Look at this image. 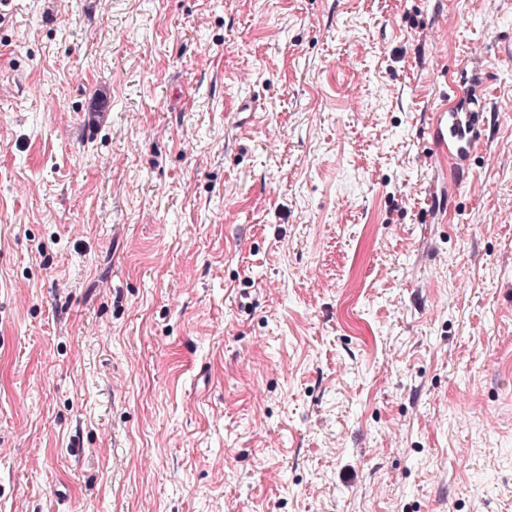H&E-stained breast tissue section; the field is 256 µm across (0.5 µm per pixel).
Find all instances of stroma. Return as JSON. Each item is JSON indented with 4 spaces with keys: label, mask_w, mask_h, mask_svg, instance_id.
<instances>
[{
    "label": "stroma",
    "mask_w": 512,
    "mask_h": 512,
    "mask_svg": "<svg viewBox=\"0 0 512 512\" xmlns=\"http://www.w3.org/2000/svg\"><path fill=\"white\" fill-rule=\"evenodd\" d=\"M0 512H512V0L0 7ZM434 112L429 134L439 154L453 160L462 179L476 146L483 139L486 121L480 123L475 119V110L462 112L458 108H448V104Z\"/></svg>",
    "instance_id": "obj_1"
}]
</instances>
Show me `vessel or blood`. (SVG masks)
<instances>
[{
  "instance_id": "vessel-or-blood-1",
  "label": "vessel or blood",
  "mask_w": 512,
  "mask_h": 512,
  "mask_svg": "<svg viewBox=\"0 0 512 512\" xmlns=\"http://www.w3.org/2000/svg\"><path fill=\"white\" fill-rule=\"evenodd\" d=\"M486 124L475 119L470 111L445 105L436 108L429 134L439 154L453 160L458 177L466 174Z\"/></svg>"
}]
</instances>
